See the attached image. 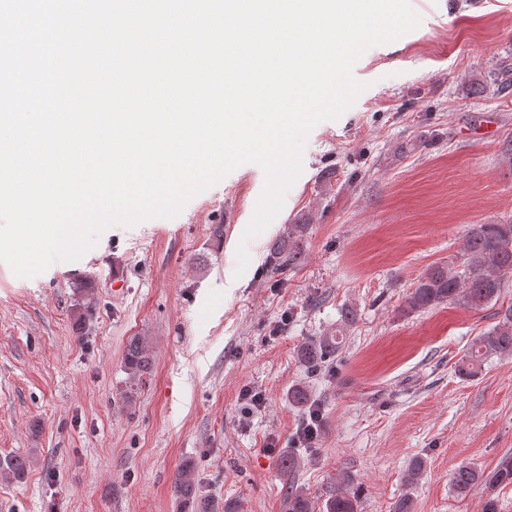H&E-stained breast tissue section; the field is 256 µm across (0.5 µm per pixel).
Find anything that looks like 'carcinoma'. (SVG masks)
I'll list each match as a JSON object with an SVG mask.
<instances>
[{"label": "carcinoma", "instance_id": "obj_1", "mask_svg": "<svg viewBox=\"0 0 512 512\" xmlns=\"http://www.w3.org/2000/svg\"><path fill=\"white\" fill-rule=\"evenodd\" d=\"M306 219L288 233V241L273 250V269L295 267L304 257L302 242ZM512 281V220L494 224H474L467 233L460 261L453 259L430 267L414 282L406 294L403 311L406 314L436 308L444 304H459L474 311L483 310L499 300L507 283ZM356 322V313L350 307L340 311L336 329L317 339L301 345L298 355L305 365L317 371L336 359L345 344L346 336ZM490 355L512 357V304L498 312L497 323L482 336L475 339L467 353L461 358L456 371L463 378L477 376L483 360ZM124 370L128 375L126 389L122 391L124 401L134 403L136 390L144 376L152 368V359L147 342L138 336L127 343ZM291 401L305 415L321 414L318 405L310 401L307 390L295 388ZM302 458L288 454L280 458L279 469L292 477L282 503V512H360L361 501L354 493L331 488L326 499L317 503L293 476L298 472ZM27 459L13 456L0 460V474L15 480L24 478ZM452 486L459 496L467 495L479 483L492 487L512 484V462H505L490 473L469 464L458 466L451 475ZM176 496L182 512H236L229 502H219L201 494L193 477L191 466H186L179 475Z\"/></svg>", "mask_w": 512, "mask_h": 512}]
</instances>
